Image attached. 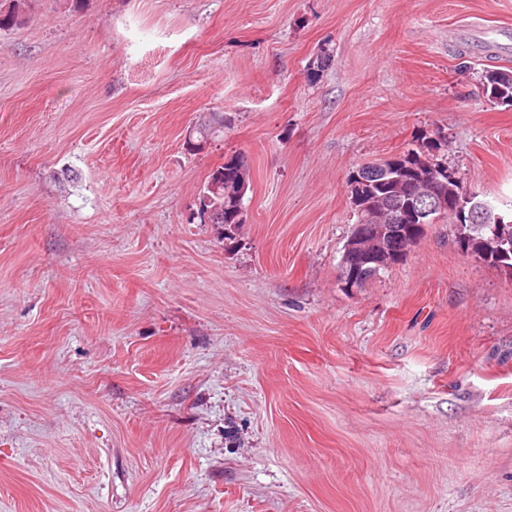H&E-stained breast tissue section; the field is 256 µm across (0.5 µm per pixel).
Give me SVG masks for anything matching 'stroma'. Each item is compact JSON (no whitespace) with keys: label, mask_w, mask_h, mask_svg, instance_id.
Returning a JSON list of instances; mask_svg holds the SVG:
<instances>
[{"label":"stroma","mask_w":512,"mask_h":512,"mask_svg":"<svg viewBox=\"0 0 512 512\" xmlns=\"http://www.w3.org/2000/svg\"><path fill=\"white\" fill-rule=\"evenodd\" d=\"M0 17V512H512V274L442 218L341 278L363 163L438 138L512 199V0ZM235 155L228 234L199 197ZM483 87L487 98L493 103L512 106V71L487 70Z\"/></svg>","instance_id":"1"}]
</instances>
